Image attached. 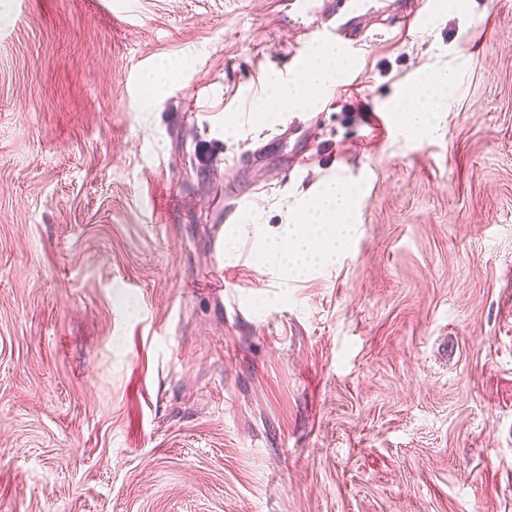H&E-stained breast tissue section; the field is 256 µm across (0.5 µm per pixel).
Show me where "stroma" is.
Returning a JSON list of instances; mask_svg holds the SVG:
<instances>
[{
  "label": "stroma",
  "mask_w": 512,
  "mask_h": 512,
  "mask_svg": "<svg viewBox=\"0 0 512 512\" xmlns=\"http://www.w3.org/2000/svg\"><path fill=\"white\" fill-rule=\"evenodd\" d=\"M288 2L0 0V512H512V0H370L357 90L280 141L242 92ZM443 65L433 139H362ZM327 179L356 233L284 278Z\"/></svg>",
  "instance_id": "obj_1"
}]
</instances>
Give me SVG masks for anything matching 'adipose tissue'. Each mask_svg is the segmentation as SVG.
Listing matches in <instances>:
<instances>
[{"label": "adipose tissue", "mask_w": 512, "mask_h": 512, "mask_svg": "<svg viewBox=\"0 0 512 512\" xmlns=\"http://www.w3.org/2000/svg\"><path fill=\"white\" fill-rule=\"evenodd\" d=\"M348 67L342 50L326 45L314 49L296 77L284 80L277 74H268L269 93L258 104L255 120L261 122L273 113L316 103ZM456 83L457 74L449 67L420 72L413 90L401 93L391 105L402 135L432 136L438 129L436 114L444 106L448 89ZM355 204V194L341 182L323 181L316 197L303 207L300 221L284 225L277 237L262 241V258L275 260L287 277L335 263L353 235Z\"/></svg>", "instance_id": "1"}]
</instances>
